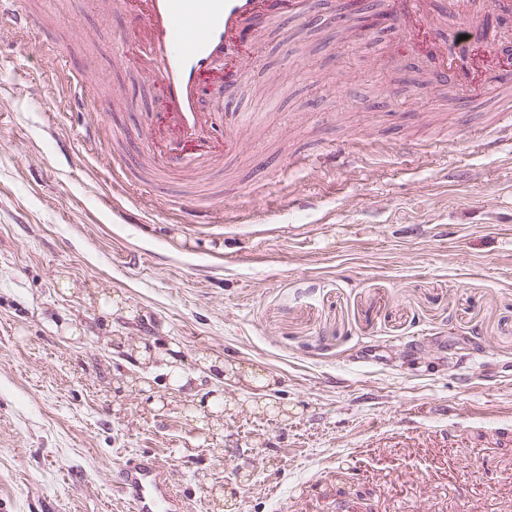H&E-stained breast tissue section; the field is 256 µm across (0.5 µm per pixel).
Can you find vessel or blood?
Wrapping results in <instances>:
<instances>
[{"mask_svg":"<svg viewBox=\"0 0 512 512\" xmlns=\"http://www.w3.org/2000/svg\"><path fill=\"white\" fill-rule=\"evenodd\" d=\"M468 0H385L389 18L402 27H414L432 44L441 39L434 15L446 9L467 12ZM284 0H121L124 16L135 21L132 47L149 72L162 104L148 113L138 133L136 149L146 154L159 175L209 174L220 171L239 146L236 128L220 112L203 111L200 90L204 82L221 78L234 93L246 78L241 68L254 42L252 29L281 18ZM477 54L450 57L440 54L434 73L464 99L494 101L512 86V65L497 64L483 81L466 82L476 58H490L494 48L482 33L469 29ZM181 221L208 224L212 209L200 201L182 204ZM117 482L133 512H182L172 493L166 469L151 458L128 461Z\"/></svg>","mask_w":512,"mask_h":512,"instance_id":"vessel-or-blood-1","label":"vessel or blood"}]
</instances>
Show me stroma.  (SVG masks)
Segmentation results:
<instances>
[{
	"mask_svg": "<svg viewBox=\"0 0 512 512\" xmlns=\"http://www.w3.org/2000/svg\"><path fill=\"white\" fill-rule=\"evenodd\" d=\"M14 7L32 21L0 39V512H131L116 473L144 454L183 512H512V147L493 113L411 83L431 60L396 23L341 42L361 16L308 0L262 30L232 98L201 93L240 125L237 154L160 180L135 148L159 103L125 23L91 0ZM58 56L121 110L74 107ZM193 195L220 223H174Z\"/></svg>",
	"mask_w": 512,
	"mask_h": 512,
	"instance_id": "obj_1",
	"label": "stroma"
}]
</instances>
